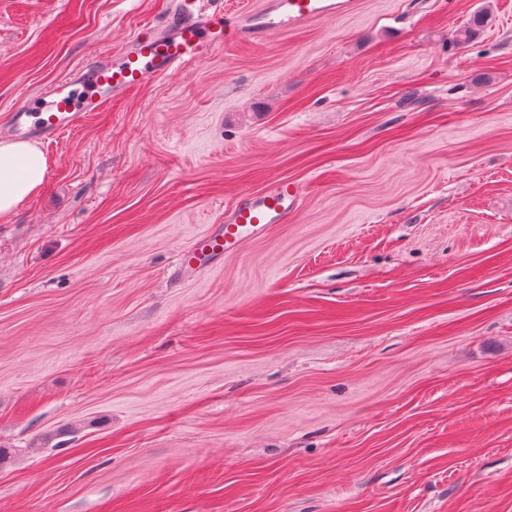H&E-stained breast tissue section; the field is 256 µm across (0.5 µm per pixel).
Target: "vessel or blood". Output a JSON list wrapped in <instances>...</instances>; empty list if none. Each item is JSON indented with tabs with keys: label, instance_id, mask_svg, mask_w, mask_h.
Listing matches in <instances>:
<instances>
[{
	"label": "vessel or blood",
	"instance_id": "vessel-or-blood-1",
	"mask_svg": "<svg viewBox=\"0 0 512 512\" xmlns=\"http://www.w3.org/2000/svg\"><path fill=\"white\" fill-rule=\"evenodd\" d=\"M354 0H266L259 15L211 12L198 0H175L164 22L134 34L125 47L92 52L78 79L63 78L40 96L37 106L16 104L8 115L7 133L46 143L79 126L88 113L147 85L175 74L209 52L249 42L288 28L338 18ZM303 198L299 183L272 179L261 191L243 193L223 224L185 246L180 270H197L235 253L260 237L272 224L286 223Z\"/></svg>",
	"mask_w": 512,
	"mask_h": 512
}]
</instances>
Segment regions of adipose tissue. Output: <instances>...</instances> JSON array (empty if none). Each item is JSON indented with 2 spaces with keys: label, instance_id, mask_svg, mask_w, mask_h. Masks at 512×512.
I'll return each mask as SVG.
<instances>
[{
  "label": "adipose tissue",
  "instance_id": "obj_1",
  "mask_svg": "<svg viewBox=\"0 0 512 512\" xmlns=\"http://www.w3.org/2000/svg\"><path fill=\"white\" fill-rule=\"evenodd\" d=\"M48 169L43 152L34 144L0 140V215L12 212L41 189Z\"/></svg>",
  "mask_w": 512,
  "mask_h": 512
}]
</instances>
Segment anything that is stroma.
I'll use <instances>...</instances> for the list:
<instances>
[{
  "mask_svg": "<svg viewBox=\"0 0 512 512\" xmlns=\"http://www.w3.org/2000/svg\"><path fill=\"white\" fill-rule=\"evenodd\" d=\"M170 6L0 0V129ZM45 153L0 218V512H512V0H356ZM275 176L289 222L181 275Z\"/></svg>",
  "mask_w": 512,
  "mask_h": 512,
  "instance_id": "1",
  "label": "stroma"
}]
</instances>
